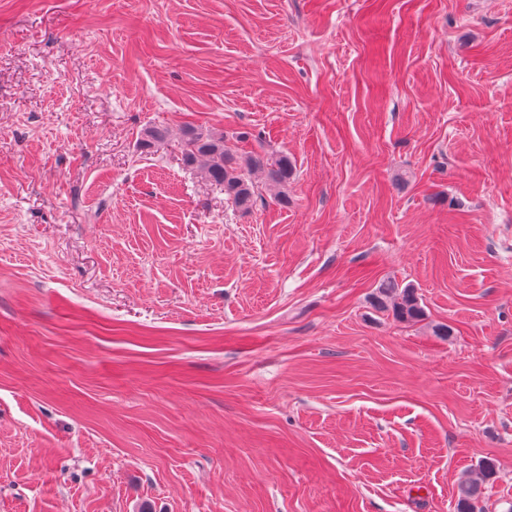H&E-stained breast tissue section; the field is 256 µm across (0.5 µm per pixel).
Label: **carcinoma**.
Returning a JSON list of instances; mask_svg holds the SVG:
<instances>
[{
	"label": "carcinoma",
	"instance_id": "1",
	"mask_svg": "<svg viewBox=\"0 0 512 512\" xmlns=\"http://www.w3.org/2000/svg\"><path fill=\"white\" fill-rule=\"evenodd\" d=\"M167 141V131L158 127L145 129L142 144L145 148H160ZM181 152L184 163L197 170L204 181L224 188V195L236 208L247 211L256 201L252 175L261 170L266 173L268 186L274 197L288 202L284 187L293 175L288 155L271 152L263 155L239 156L224 147V134L203 132L187 126L183 129ZM375 302L380 308H391L400 321H413L424 316L421 297L417 289L403 288L387 281L378 287ZM497 478V467L492 461H484L478 470L465 475L457 487L456 512H482L479 503L482 488Z\"/></svg>",
	"mask_w": 512,
	"mask_h": 512
}]
</instances>
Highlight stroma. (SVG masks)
<instances>
[{
    "label": "stroma",
    "mask_w": 512,
    "mask_h": 512,
    "mask_svg": "<svg viewBox=\"0 0 512 512\" xmlns=\"http://www.w3.org/2000/svg\"><path fill=\"white\" fill-rule=\"evenodd\" d=\"M488 459L512 512V0H0V512H454ZM181 152L184 163L197 170L204 181L224 188V195L237 209L248 211L256 201L252 175L266 173L274 198L287 203L283 189L293 175L288 155L282 152L238 156L224 147L223 133L203 132L186 126L182 132ZM377 290V306L386 308L389 305L393 316L399 321H413L424 316L417 288L407 285L400 289L398 284L387 281L380 284Z\"/></svg>",
    "instance_id": "obj_1"
}]
</instances>
